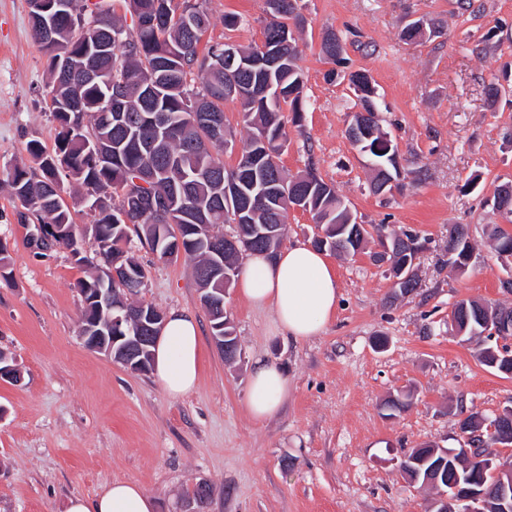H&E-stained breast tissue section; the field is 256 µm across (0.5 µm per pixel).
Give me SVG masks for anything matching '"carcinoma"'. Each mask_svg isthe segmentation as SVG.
Listing matches in <instances>:
<instances>
[{
	"mask_svg": "<svg viewBox=\"0 0 512 512\" xmlns=\"http://www.w3.org/2000/svg\"><path fill=\"white\" fill-rule=\"evenodd\" d=\"M181 2L124 0L131 18L155 17L158 23L128 27L108 16L107 25L94 32L108 43L107 54L92 61L82 54L84 26L60 18L58 42L52 44L31 21L34 39L48 54L46 94L57 122L55 148L50 153L39 141H28L32 164L13 165L4 182L24 208L20 221L35 216L47 228L51 243L68 249L77 261H84L86 240L93 241L102 264L77 283L83 302L79 334L112 335L106 307L86 293L91 288L126 293L133 305L150 313L151 305L135 300L147 278V270L131 251L135 238L161 259L170 253V243L182 238L184 255L195 260L196 282L203 294L232 287L242 254L277 253L293 184L312 187L308 212L324 233L314 247L337 256L355 255L375 232L387 238L390 253L376 252L373 260L391 270L403 267L408 275L405 282L393 285L394 295L415 292L419 280L414 260L421 245L414 231L380 224L362 233L349 221L347 204L334 185L312 169L289 176L279 164L288 140L287 123L302 119L304 80L293 29H303L305 18L297 0H278L264 26L262 45L242 47L232 57L224 54L221 41L199 49L210 26L209 14L193 0L195 23L189 28ZM58 46L69 49L75 68L67 77L56 72ZM264 48L278 55L276 67L266 65ZM88 65L112 71L115 88L125 99L124 111L101 110L99 101L106 91L80 79L81 68ZM350 81L361 91L357 100L366 113L362 120L369 128H379L375 86L364 73L350 74ZM235 100L248 136L237 165L228 168L222 159L227 134L224 103ZM360 149L371 161L373 192H378L379 183L398 178L397 145L387 135L371 136ZM145 171L157 177L153 192L170 201L169 214L153 208L144 199L145 190L134 183ZM65 177L84 189L83 199L93 212L92 223L85 227L74 224L65 204ZM222 224L235 225L239 250H211V241L224 239L218 231ZM471 254L465 228L455 227L448 233V264L461 271ZM218 266L230 276L228 283L218 285L203 276V271ZM460 304L468 309L465 335L479 346L481 361L492 359L484 332L499 316L512 319V307L476 300Z\"/></svg>",
	"mask_w": 512,
	"mask_h": 512,
	"instance_id": "cac0c4a2",
	"label": "carcinoma"
}]
</instances>
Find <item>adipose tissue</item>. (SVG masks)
Returning <instances> with one entry per match:
<instances>
[{
	"label": "adipose tissue",
	"mask_w": 512,
	"mask_h": 512,
	"mask_svg": "<svg viewBox=\"0 0 512 512\" xmlns=\"http://www.w3.org/2000/svg\"><path fill=\"white\" fill-rule=\"evenodd\" d=\"M238 293L251 304L269 308L273 326L295 339L319 335L336 310L340 284L325 253L297 243L275 257L253 254L239 276ZM204 361L202 329L185 310L168 314L154 348L155 375L174 399L192 392ZM288 378L278 366L256 360L250 374L247 409L262 422L288 399ZM157 503L138 484L114 481L93 497H70L65 512H156Z\"/></svg>",
	"instance_id": "obj_1"
}]
</instances>
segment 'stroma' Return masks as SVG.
<instances>
[{"label": "stroma", "mask_w": 512, "mask_h": 512, "mask_svg": "<svg viewBox=\"0 0 512 512\" xmlns=\"http://www.w3.org/2000/svg\"><path fill=\"white\" fill-rule=\"evenodd\" d=\"M203 38L243 46L262 41L264 0H206ZM306 19L299 65L307 103L288 128L280 163L288 174L314 169L367 224L414 230L425 247L420 286L393 298L392 280L365 250L333 263L341 287L322 334L297 341L272 332L270 309L229 292L225 308L242 351L225 363L204 336L205 365L191 394L170 398L153 373L135 372L87 349L78 334L77 283L85 262L28 244L21 205L0 189V243L9 265L0 278V350L22 373L0 379V512H65L75 495L114 480L140 485L157 512H179L197 482L213 487L206 512H430L433 492L411 484L402 457L424 442L461 444L459 422L494 419L512 407V376L484 365L475 344L448 326L462 299L512 305L503 286L512 260L491 248L492 226L512 232L493 196L512 184V98L490 101L512 63V0H300ZM238 16L237 27L224 24ZM442 23L439 34L401 40L410 21ZM340 34L348 71L366 73L379 117L412 179L382 196L369 188L366 157L347 128L355 97L328 81L326 32ZM46 56L31 36L27 0H0V172L29 162V140L53 149L57 124L46 97ZM475 188H467L469 179ZM466 225L476 259L465 274L445 262L448 229ZM140 298L164 312L209 319L193 263L159 259L142 248ZM264 359L283 369L290 391L264 422L246 408L250 372ZM409 395L410 408L388 417L386 402Z\"/></svg>", "instance_id": "obj_1"}]
</instances>
